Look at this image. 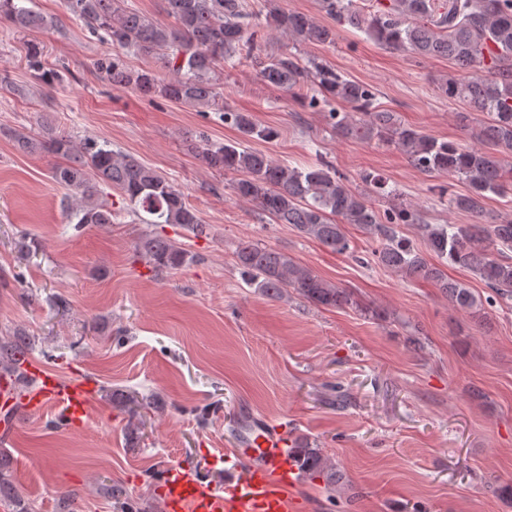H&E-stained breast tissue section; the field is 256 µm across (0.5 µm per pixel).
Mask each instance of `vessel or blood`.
<instances>
[{
  "label": "vessel or blood",
  "mask_w": 512,
  "mask_h": 512,
  "mask_svg": "<svg viewBox=\"0 0 512 512\" xmlns=\"http://www.w3.org/2000/svg\"><path fill=\"white\" fill-rule=\"evenodd\" d=\"M24 366L36 380L35 389L19 399L0 395V409L18 406L37 412L51 407L66 424H83L94 392L90 382H62L29 360ZM288 446L278 424L259 418L241 423L224 451L228 476L223 487L211 484L194 467L166 466L161 480L164 512H295L297 503L290 491L299 470Z\"/></svg>",
  "instance_id": "1"
}]
</instances>
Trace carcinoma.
<instances>
[{"instance_id":"carcinoma-1","label":"carcinoma","mask_w":512,"mask_h":512,"mask_svg":"<svg viewBox=\"0 0 512 512\" xmlns=\"http://www.w3.org/2000/svg\"><path fill=\"white\" fill-rule=\"evenodd\" d=\"M25 2L0 0V19L18 32L43 24ZM321 2L333 23L285 11L273 3L269 17L277 30L300 43L333 45L338 28L347 25L385 48L422 59L450 60L465 76L445 77L437 88L443 97L467 106L468 111L456 113L462 127L469 125L471 113L484 116L470 129L478 146L439 139L401 123L395 113L379 107L369 86L316 58L304 63L295 54L282 52L262 63L261 81L298 94L310 107L343 106L328 112L331 128L343 138L392 145L424 173L451 174L465 181L463 193L444 185L435 189L440 197H448L449 210L470 214L474 223H425L418 205L387 189L386 179L377 172L363 174L364 189L358 190L322 159L303 167L277 162L250 146L253 140L275 139L277 130L258 124L246 112H224V123L234 126L239 138L223 144L204 143L199 153L202 162L212 170L237 174L230 188L238 200L333 252L352 253L346 225L357 226L376 242L371 251L375 264L406 281L434 285L460 311L474 313L483 302L465 283L448 278V266L472 271L501 299L512 297V261L491 253L493 249L499 253L512 250V213L489 221L484 211L488 195L512 191V0H376L367 12L355 0ZM64 4L92 32L104 31L113 50L132 52L150 62L132 71L113 57L100 67L112 86L175 103L219 106L213 79L216 67L232 65L237 57L250 56L259 46V14L243 0H165L166 13L173 18L170 25L125 6L124 0H64ZM154 63L171 77L158 79ZM14 138L23 149L40 147L63 159L51 168V178L71 192L69 216L81 225L112 223V206L98 197V188L106 185L119 193L142 224H175L196 235L203 232L201 218L185 193L129 154L95 141L78 145L64 132H52L44 141L24 132L15 133ZM374 195L391 198L392 207L380 213L371 202ZM401 224L418 226L426 251L400 235ZM135 250L156 271L174 270L190 260L184 248L159 232L143 234ZM427 251L439 263L427 259ZM235 259L250 284L268 296L282 298L292 290L324 308L353 304L346 289L276 249L242 239ZM27 351L28 343L22 337L0 338V370L15 376L19 398L33 384L19 358ZM153 399L152 395H115L117 404L132 413ZM295 453L301 470L329 485L336 483V468L320 449L301 447Z\"/></svg>"}]
</instances>
